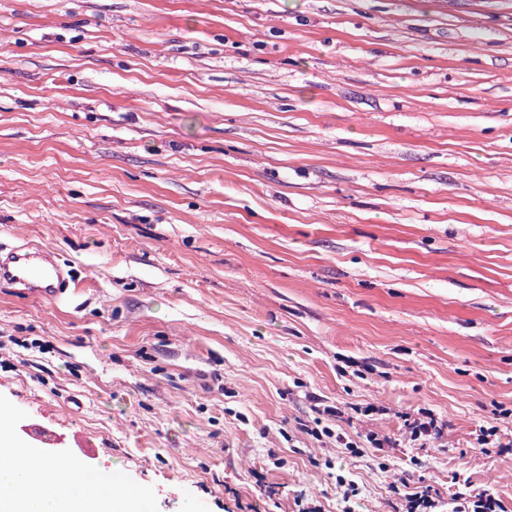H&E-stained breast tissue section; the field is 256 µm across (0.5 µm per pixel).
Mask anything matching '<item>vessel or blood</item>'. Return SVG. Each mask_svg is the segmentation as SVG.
I'll use <instances>...</instances> for the list:
<instances>
[{"instance_id":"obj_1","label":"vessel or blood","mask_w":512,"mask_h":512,"mask_svg":"<svg viewBox=\"0 0 512 512\" xmlns=\"http://www.w3.org/2000/svg\"><path fill=\"white\" fill-rule=\"evenodd\" d=\"M0 280L18 290L49 299L66 296L73 279L53 252L31 243L14 246L0 261Z\"/></svg>"}]
</instances>
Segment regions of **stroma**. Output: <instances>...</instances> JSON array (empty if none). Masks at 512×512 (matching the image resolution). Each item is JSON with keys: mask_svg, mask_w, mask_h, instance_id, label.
Segmentation results:
<instances>
[{"mask_svg": "<svg viewBox=\"0 0 512 512\" xmlns=\"http://www.w3.org/2000/svg\"><path fill=\"white\" fill-rule=\"evenodd\" d=\"M21 239L78 286L0 282V406L152 512H512V0H0ZM427 419L416 417L411 419L405 418V426L409 430L411 441H428L433 442L438 438H441V429L436 425V420L431 416H424ZM452 511L456 512H506L505 506L493 493L484 490L474 496L456 492L452 496Z\"/></svg>", "mask_w": 512, "mask_h": 512, "instance_id": "obj_1", "label": "stroma"}]
</instances>
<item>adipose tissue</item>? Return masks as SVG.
I'll return each instance as SVG.
<instances>
[{"mask_svg":"<svg viewBox=\"0 0 512 512\" xmlns=\"http://www.w3.org/2000/svg\"><path fill=\"white\" fill-rule=\"evenodd\" d=\"M0 409V512H147L113 474L61 463L17 440Z\"/></svg>","mask_w":512,"mask_h":512,"instance_id":"1","label":"adipose tissue"}]
</instances>
